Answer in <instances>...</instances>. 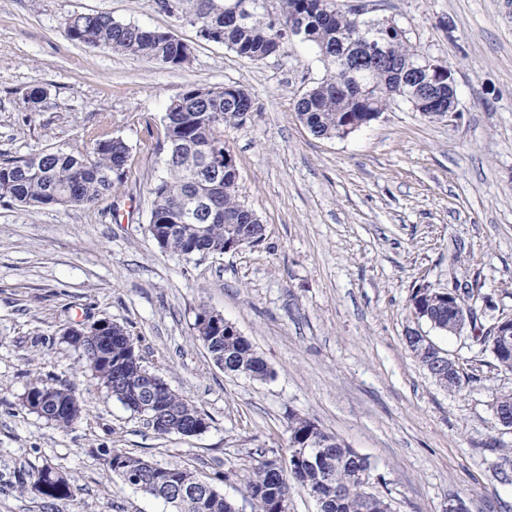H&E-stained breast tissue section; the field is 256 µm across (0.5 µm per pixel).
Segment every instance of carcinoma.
<instances>
[{
    "label": "carcinoma",
    "instance_id": "carcinoma-1",
    "mask_svg": "<svg viewBox=\"0 0 512 512\" xmlns=\"http://www.w3.org/2000/svg\"><path fill=\"white\" fill-rule=\"evenodd\" d=\"M240 8L244 21L230 20L231 5ZM205 41L223 44L252 61H263L285 52L288 42L283 31L301 28V41L314 45L328 66L330 76L305 91L296 103L300 121L318 139H341L352 133L375 112H384L388 104L405 99L407 86L394 69L378 66L358 70L355 77L370 82L372 96L339 90L348 77L336 67V57L352 54L343 42V33L352 26L350 14L340 8L339 0H195L192 12L182 15ZM68 39L114 53L152 60L160 67H184L193 59V47L167 32L116 21L109 14H74L63 20ZM253 109L249 91L241 86L231 90L214 86L188 85L168 105L162 124L163 144L152 142L146 150H166V175L151 189L150 234L163 241V248L183 255L224 254L234 246V237L245 234L246 247L259 245L261 225L250 217L252 209L237 196L238 178L224 170V126L242 124L243 113ZM131 157L127 141L112 134L106 126L89 130L82 147L69 152L45 150L30 157L0 159V198L21 207L43 209L58 207L90 209L112 195L114 185L126 175ZM214 203L235 223L222 220L182 219L185 204ZM413 314L432 328L448 332L451 314L448 293L430 288L416 289L410 297ZM113 330L112 342L96 353L86 344L68 342V346L86 363L94 379L107 393L131 412L158 415L154 430L177 434L185 428L205 429L206 416L191 401L165 384L149 390L137 381L121 383L119 374L142 371L153 374L138 352L134 339L120 324L107 322ZM215 362H224V372L265 381L272 372L264 359L243 336L224 330L213 339L198 335ZM408 347L423 367L441 357L439 348L422 337L407 335ZM436 383L456 391L470 379L455 372L448 382V368L439 370ZM155 396L159 405L150 411L138 410V403ZM44 398L54 409L42 417L62 429H70L81 418V406L74 405L77 393L70 385L42 380L26 391L25 401ZM288 461L270 459L259 453L255 463L240 475L246 498L253 512H286L289 482L295 481L308 493L322 500V512H393L391 501L373 491L363 473L374 476L368 459L338 437L319 428L310 419L288 415ZM316 450L321 457H297L301 449ZM103 465L122 479L136 478L134 489L161 498L175 512H232L231 501L215 488L203 497L181 498L182 489L193 487L200 479L191 470L160 465L121 448L104 450ZM21 488L44 499L63 500L73 496L71 480L45 464Z\"/></svg>",
    "mask_w": 512,
    "mask_h": 512
}]
</instances>
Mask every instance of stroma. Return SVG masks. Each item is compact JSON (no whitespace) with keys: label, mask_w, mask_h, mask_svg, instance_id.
Listing matches in <instances>:
<instances>
[{"label":"stroma","mask_w":512,"mask_h":512,"mask_svg":"<svg viewBox=\"0 0 512 512\" xmlns=\"http://www.w3.org/2000/svg\"><path fill=\"white\" fill-rule=\"evenodd\" d=\"M343 2L448 63L459 116L431 120L397 100L346 138L317 139L294 108L328 75L311 44L256 62L202 40L157 0H0V155L69 150L103 122L132 148L124 180L92 209L0 200V512H173L107 470L105 448L188 467L251 512L237 473L260 451L288 457L292 412L368 458L395 512H512L499 473L512 434L493 412L512 372L474 329L440 334L409 307L418 285L458 282L474 290L478 328L512 313V0ZM97 12L182 39L191 64L163 69L65 36V17ZM191 83L254 97L224 144L239 199L265 226L258 246L187 256L149 232L165 154L144 144ZM34 88L46 93L37 112L23 103ZM203 308L236 326L271 378L224 373L194 328ZM99 320L128 330L206 415L205 432L157 433L80 367L62 334ZM411 331L456 357L469 384L437 385L406 344ZM39 378L76 388L72 429L25 407ZM47 463L76 486L49 508L18 482Z\"/></svg>","instance_id":"obj_1"}]
</instances>
